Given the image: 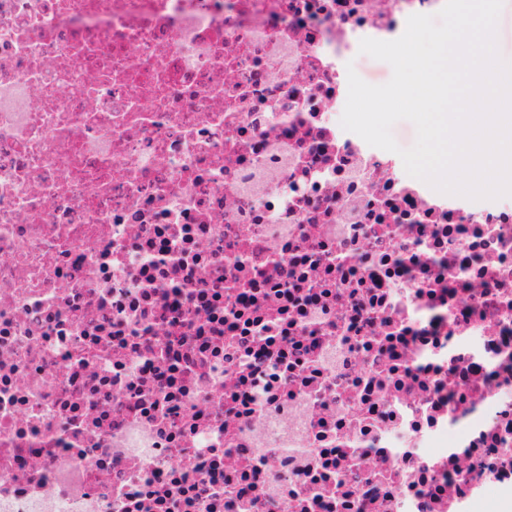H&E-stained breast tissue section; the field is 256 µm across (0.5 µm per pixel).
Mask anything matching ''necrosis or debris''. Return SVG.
I'll return each instance as SVG.
<instances>
[{"instance_id": "1", "label": "necrosis or debris", "mask_w": 512, "mask_h": 512, "mask_svg": "<svg viewBox=\"0 0 512 512\" xmlns=\"http://www.w3.org/2000/svg\"><path fill=\"white\" fill-rule=\"evenodd\" d=\"M445 0H0V512H512V196L340 119ZM355 71L362 80L372 85L387 83L393 73L388 63L375 60L372 57L368 58L367 61L360 62Z\"/></svg>"}]
</instances>
